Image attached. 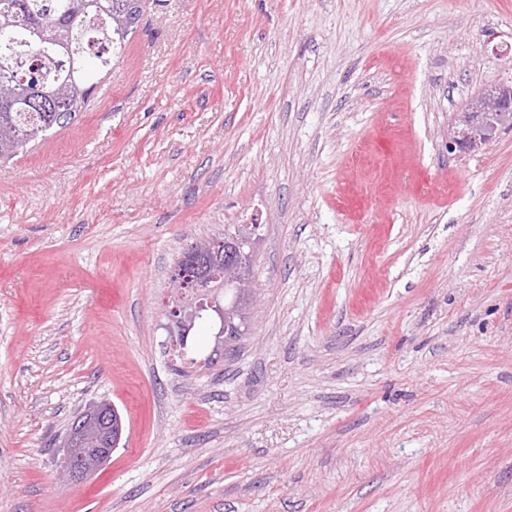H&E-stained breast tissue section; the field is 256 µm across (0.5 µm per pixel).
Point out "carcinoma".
Listing matches in <instances>:
<instances>
[{
    "label": "carcinoma",
    "mask_w": 512,
    "mask_h": 512,
    "mask_svg": "<svg viewBox=\"0 0 512 512\" xmlns=\"http://www.w3.org/2000/svg\"><path fill=\"white\" fill-rule=\"evenodd\" d=\"M127 0H0V160L70 124L135 25ZM45 98L21 110L17 101Z\"/></svg>",
    "instance_id": "1"
}]
</instances>
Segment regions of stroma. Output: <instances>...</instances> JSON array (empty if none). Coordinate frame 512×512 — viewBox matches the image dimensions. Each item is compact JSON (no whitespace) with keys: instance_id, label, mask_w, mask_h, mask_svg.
<instances>
[{"instance_id":"35a3bbf8","label":"stroma","mask_w":512,"mask_h":512,"mask_svg":"<svg viewBox=\"0 0 512 512\" xmlns=\"http://www.w3.org/2000/svg\"><path fill=\"white\" fill-rule=\"evenodd\" d=\"M94 82L0 163V512H512V128L448 150L512 0H144ZM251 224L246 335L175 357L174 263ZM115 408L106 407L101 403H95L89 407L81 416L84 420L97 423L98 433L94 440L89 442L81 433L72 430L66 442L62 445L65 462L63 472L70 483L80 482L81 479L92 474L110 458L112 451L118 448L117 445L121 437L122 427L119 423L117 432L115 422L112 425V409ZM115 410L120 415L118 409L116 408ZM112 427L113 432H116L118 437L116 443L114 442L113 444ZM89 462L92 465H89Z\"/></svg>"}]
</instances>
